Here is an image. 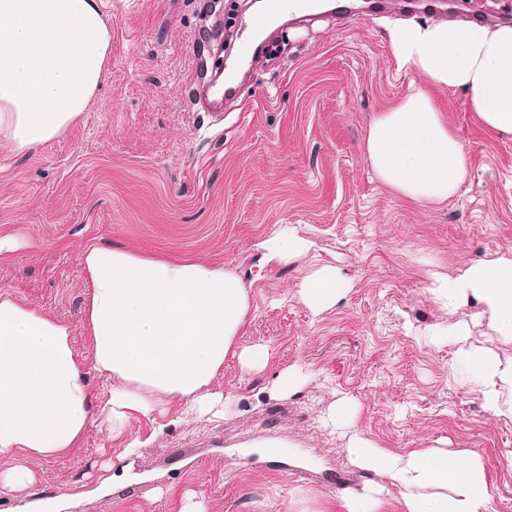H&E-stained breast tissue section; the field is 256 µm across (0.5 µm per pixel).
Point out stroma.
<instances>
[{
  "instance_id": "obj_1",
  "label": "stroma",
  "mask_w": 512,
  "mask_h": 512,
  "mask_svg": "<svg viewBox=\"0 0 512 512\" xmlns=\"http://www.w3.org/2000/svg\"><path fill=\"white\" fill-rule=\"evenodd\" d=\"M112 30L108 72L62 137L19 153L0 140V292L68 324L93 372L81 323L92 288L83 252L112 245L151 256L224 267L243 282L248 319L238 348L261 345L270 360L249 371L225 359L212 387L221 418L192 417L154 432L113 459L107 487L91 479L106 432L81 448L29 458L37 480L0 496V512H336L343 490L368 474L349 460L347 438L325 426L337 398L356 405L355 428L382 448L430 446L478 452L495 512H512V419L495 416L470 383L458 346L435 330L466 322L472 341L512 355L479 303L448 314L430 294L432 274L512 259V139L490 135L465 94L433 95L461 141L467 175L442 203L410 200L381 182L365 155L372 119L422 79L397 71L387 30L431 22L429 12L385 0L376 12L285 21L269 35L267 60L248 71L233 104L203 112L192 89L222 67L223 31L212 8L233 20V51L254 11L242 0H98ZM448 19L512 21V0H463ZM310 244L282 265L258 242L278 225ZM336 267L350 291L312 313L298 297L306 277ZM296 368L295 394L273 397L276 375ZM283 442L305 472H285L263 445Z\"/></svg>"
}]
</instances>
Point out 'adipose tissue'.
I'll list each match as a JSON object with an SVG mask.
<instances>
[{
	"label": "adipose tissue",
	"instance_id": "obj_1",
	"mask_svg": "<svg viewBox=\"0 0 512 512\" xmlns=\"http://www.w3.org/2000/svg\"><path fill=\"white\" fill-rule=\"evenodd\" d=\"M112 32L97 0H0V140L25 152L56 140L85 112L102 84ZM398 68L425 80L370 124L365 152L376 176L400 195L444 202L466 176L463 146L433 88L467 94L472 112L498 136L512 138V26L464 21L409 23L390 30ZM92 283L82 327L106 387L91 394L68 324L0 293V494L32 484L27 458H53L80 447L92 426L124 439L133 423L163 406L206 414L223 408L211 383L228 355L264 368L267 348L236 349L248 314L246 289L233 273L190 259L142 256L92 245L84 250ZM349 291L326 266L301 285L314 313ZM430 291L449 313L480 302L496 336L512 341V260L471 264L438 276ZM460 355L488 408L512 417V356L470 343ZM357 468L372 473L361 491L339 497L340 512H493L481 456L472 450L379 447L348 439Z\"/></svg>",
	"mask_w": 512,
	"mask_h": 512
}]
</instances>
